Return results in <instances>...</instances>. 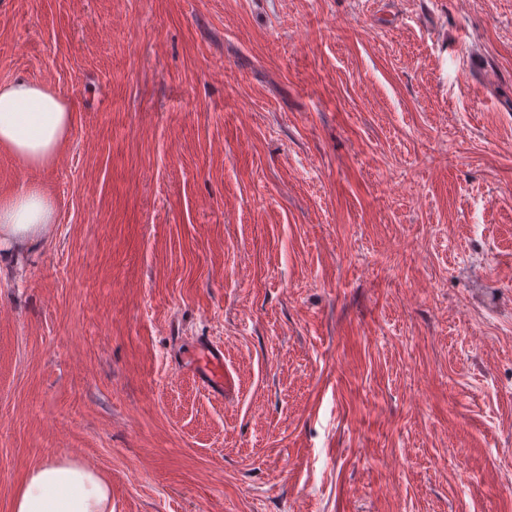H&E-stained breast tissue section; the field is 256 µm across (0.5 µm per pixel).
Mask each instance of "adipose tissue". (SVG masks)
Returning a JSON list of instances; mask_svg holds the SVG:
<instances>
[{
  "label": "adipose tissue",
  "instance_id": "obj_1",
  "mask_svg": "<svg viewBox=\"0 0 512 512\" xmlns=\"http://www.w3.org/2000/svg\"><path fill=\"white\" fill-rule=\"evenodd\" d=\"M71 125L70 101L51 86L24 77L0 84V151L32 167L47 165ZM53 222L54 203L42 188L0 196V266L20 262L47 237ZM12 512H112V490L95 469L51 457L27 473Z\"/></svg>",
  "mask_w": 512,
  "mask_h": 512
}]
</instances>
